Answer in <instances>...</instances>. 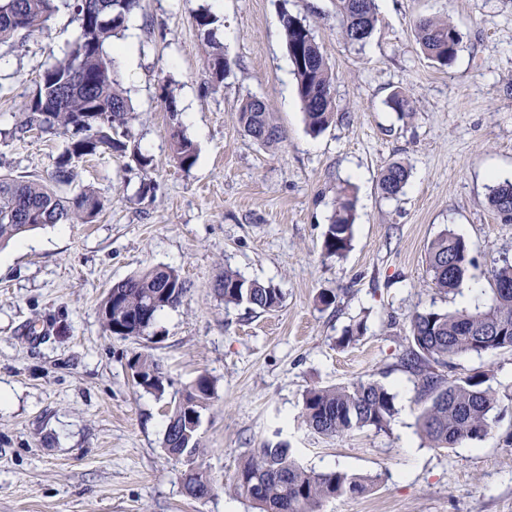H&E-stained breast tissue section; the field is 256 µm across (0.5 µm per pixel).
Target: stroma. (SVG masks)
I'll list each match as a JSON object with an SVG mask.
<instances>
[{
    "mask_svg": "<svg viewBox=\"0 0 512 512\" xmlns=\"http://www.w3.org/2000/svg\"><path fill=\"white\" fill-rule=\"evenodd\" d=\"M364 48L346 44L334 0H141L120 64L136 118L132 136L157 163L131 157L78 162L105 208L92 224L32 231L0 250V512H255L227 488L250 449L285 442L304 467L379 475L356 498L323 512H512V351L462 356L452 376L487 371L500 401L492 431L452 449L428 447L420 407L396 355L414 312L490 303V271L512 257V224L489 208L491 188L512 182V0H377ZM209 10L233 62L224 82L206 65L196 16ZM311 25L335 80V119L308 132L281 13ZM448 18L460 34L454 63L422 53L413 22ZM76 31L56 13L21 47L0 45V172L48 177L62 149L50 134L14 136L42 70ZM171 91L197 159H173L161 94ZM402 90L414 110L386 104ZM270 101L282 142L245 135L243 98ZM404 162V194L385 198L379 173ZM356 196L350 250L322 255L336 192ZM471 246L463 292L438 293L427 247L445 231ZM169 266L188 285L139 339L103 329L100 302L112 282ZM274 285L281 307L225 304L215 284L225 267ZM336 294L334 305L318 296ZM364 322L359 341L344 329ZM146 352L172 385L163 399L134 386L127 363ZM214 395L201 413L203 453L176 461L162 447L169 396L199 375ZM373 380L396 396L388 432L342 438L310 430L300 413L312 387ZM216 490L184 491L190 468Z\"/></svg>",
    "mask_w": 512,
    "mask_h": 512,
    "instance_id": "1",
    "label": "stroma"
}]
</instances>
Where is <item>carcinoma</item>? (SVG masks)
Instances as JSON below:
<instances>
[{
  "label": "carcinoma",
  "instance_id": "1",
  "mask_svg": "<svg viewBox=\"0 0 512 512\" xmlns=\"http://www.w3.org/2000/svg\"><path fill=\"white\" fill-rule=\"evenodd\" d=\"M94 15L85 12L83 0H0V44H22L43 29L51 17L65 8L77 25L76 37L63 56L45 67L25 103L26 117L17 127L26 133L35 127L63 139L54 170L44 180H26L0 173V248L31 231L55 224H92L102 212L96 191L75 182V163L97 154L129 155L145 173L155 169L154 158L131 145L135 111L128 91L119 81L116 58L108 51L112 40L123 35L140 0H96ZM209 51L206 64L222 82L233 62L224 54L209 12L196 16ZM378 22L376 0H336V23L350 45L365 46ZM284 32L297 92L309 133L325 131L335 118L334 76L304 20L282 13ZM414 30L422 52L440 68L455 60L460 35L448 20L420 17ZM162 101L168 113L173 157L183 168L196 161V148L184 134L176 101L167 90ZM388 106L400 115L413 112V100L393 93ZM238 121L244 132L261 145L278 143L283 131L275 123L272 105L258 109L240 102ZM410 168L400 161L380 172L379 186L387 198L404 192ZM488 205L500 219L512 223V183L494 186ZM356 197L347 182L337 192L336 208L324 233L322 253L341 258L351 247ZM427 271L438 292L459 294L471 265L470 246L448 230L427 249ZM491 303L472 309L441 312L417 311L410 318V334L400 363L414 378L421 412L417 428L433 448H454L463 441L483 439L496 422L499 400L489 385L491 376L474 371L448 379L447 370L462 355L481 356L497 350L512 351V259L504 255L491 270ZM224 304L244 305L251 311L280 307L279 289L250 280L229 266L216 284ZM188 291L180 273L169 267H153L112 283L100 305L105 331L121 338L146 335L158 314L179 305ZM134 383L162 398L169 380L148 353L136 352L128 363ZM213 394L212 382L200 375L174 399L166 417L162 447L174 459L200 453L198 427L201 410ZM397 414L395 394L370 380L349 385L311 388L303 396L301 417L306 426L327 437H343L364 428L389 430ZM371 476L341 470L315 472L304 468L282 443H264L242 461L231 485L235 495L248 499L259 512H322L337 498L359 496L374 486ZM186 493L215 491L209 476L191 469L185 474Z\"/></svg>",
  "mask_w": 512,
  "mask_h": 512
}]
</instances>
